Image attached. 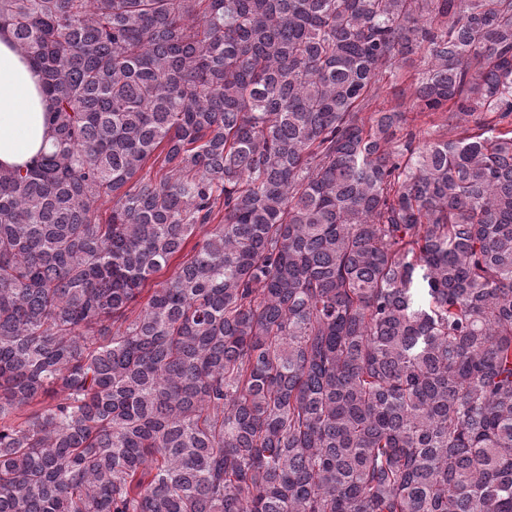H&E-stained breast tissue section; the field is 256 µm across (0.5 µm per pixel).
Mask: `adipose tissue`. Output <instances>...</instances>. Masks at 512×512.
<instances>
[{
    "label": "adipose tissue",
    "mask_w": 512,
    "mask_h": 512,
    "mask_svg": "<svg viewBox=\"0 0 512 512\" xmlns=\"http://www.w3.org/2000/svg\"><path fill=\"white\" fill-rule=\"evenodd\" d=\"M38 77L15 49L10 29L0 28V167L11 169L36 161L50 149L52 131L44 114L48 100Z\"/></svg>",
    "instance_id": "adipose-tissue-1"
}]
</instances>
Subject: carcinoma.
Wrapping results in <instances>:
<instances>
[{
    "label": "carcinoma",
    "mask_w": 512,
    "mask_h": 512,
    "mask_svg": "<svg viewBox=\"0 0 512 512\" xmlns=\"http://www.w3.org/2000/svg\"><path fill=\"white\" fill-rule=\"evenodd\" d=\"M5 26L54 143L0 169V512H512V129L463 128L512 114V0ZM411 58L412 61L408 62L406 68L402 71L403 77L397 81H383L382 84L384 87L378 99L373 102L370 112L391 110L399 108V106V109L405 110L406 107L408 108L410 106V91L408 85L411 77L409 78V76L427 68L429 61V58L423 52L411 56Z\"/></svg>",
    "instance_id": "cac0c4a2"
}]
</instances>
